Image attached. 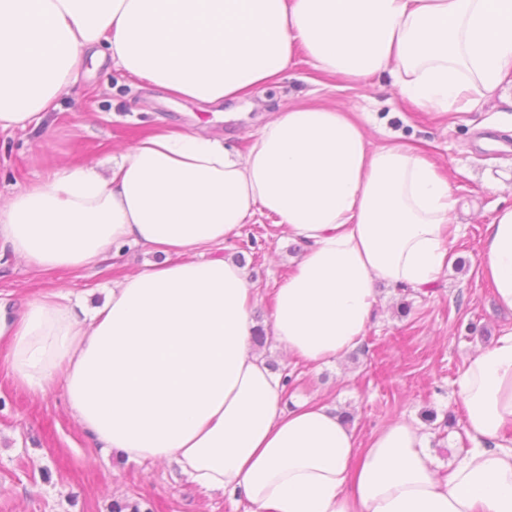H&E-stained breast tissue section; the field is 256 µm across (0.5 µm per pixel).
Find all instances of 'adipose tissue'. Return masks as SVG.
I'll return each instance as SVG.
<instances>
[{"mask_svg":"<svg viewBox=\"0 0 512 512\" xmlns=\"http://www.w3.org/2000/svg\"><path fill=\"white\" fill-rule=\"evenodd\" d=\"M298 48L323 73L386 74L421 109L470 112L512 74V0H0V134L55 109L90 56L173 101L237 104L281 81ZM455 205L420 152L370 147L337 107H279L243 154L160 129L107 169L62 166L0 196V254L37 269H86L128 244L167 256L97 310L27 300L0 363L33 392L62 384L90 440L175 465L245 512H512V327L459 376L470 446L444 478L406 419L364 440L327 404H284L252 346L255 285L215 254L259 212L307 242L266 330L318 367L362 342L377 283L440 277ZM479 272L512 314V206L488 224Z\"/></svg>","mask_w":512,"mask_h":512,"instance_id":"adipose-tissue-1","label":"adipose tissue"}]
</instances>
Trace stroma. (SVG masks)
<instances>
[{
    "mask_svg": "<svg viewBox=\"0 0 512 512\" xmlns=\"http://www.w3.org/2000/svg\"><path fill=\"white\" fill-rule=\"evenodd\" d=\"M270 98L345 107L365 127L371 146L392 140L414 146L454 189L458 204L450 222L463 266H450L432 291L406 298L380 286L363 342L342 361L317 369L288 360L275 342L263 348L267 359L289 371V399L350 409L362 436L397 418L411 420L426 434L440 474H447L453 457L469 446L463 425L443 426L447 415L462 413L456 381L476 351L512 325V315L497 308L491 285L478 276L486 226L497 207L512 203V154L485 151L481 139L486 131L512 137V76L475 111L423 112L379 78L349 83L316 75L300 53L280 86L259 90L251 103L229 114L205 104L167 101L161 90L124 77L111 59H89L58 110L40 124L0 137V192L45 177L61 164L103 160L167 124L192 126L246 152L249 133L272 116ZM306 249L264 214L225 243L224 256L244 257L258 290L255 323L266 324L279 281ZM162 260L147 245L125 246L81 271L42 272L1 258L0 357L26 300L53 292L98 307L113 280ZM405 299L412 304L406 315L400 311ZM118 502L139 503L142 512H244L243 505L200 491L175 466L114 461L67 412L62 385L36 395L0 370V512H112Z\"/></svg>",
    "mask_w": 512,
    "mask_h": 512,
    "instance_id": "stroma-1",
    "label": "stroma"
}]
</instances>
